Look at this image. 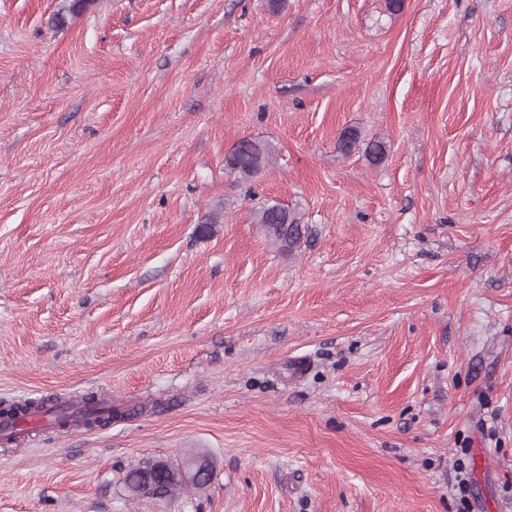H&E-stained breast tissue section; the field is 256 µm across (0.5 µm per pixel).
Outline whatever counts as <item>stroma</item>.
<instances>
[{
	"mask_svg": "<svg viewBox=\"0 0 512 512\" xmlns=\"http://www.w3.org/2000/svg\"><path fill=\"white\" fill-rule=\"evenodd\" d=\"M387 2L0 0V401L118 411L0 512H512V0ZM270 149L251 139L239 140L225 157V167L242 178L256 176L269 159ZM255 224H261L266 234L283 250L292 249L301 238V225L287 207L263 204L253 212ZM184 475L185 472L172 462L148 459L126 473L124 484L137 498L146 495L165 498L182 488Z\"/></svg>",
	"mask_w": 512,
	"mask_h": 512,
	"instance_id": "stroma-1",
	"label": "stroma"
}]
</instances>
